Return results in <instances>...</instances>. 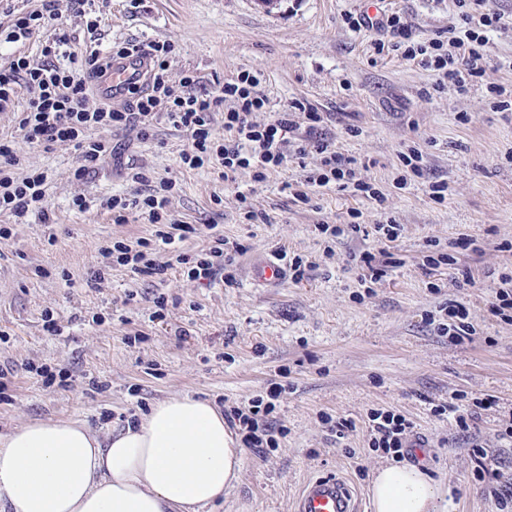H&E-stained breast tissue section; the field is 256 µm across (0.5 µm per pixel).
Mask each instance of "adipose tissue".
Wrapping results in <instances>:
<instances>
[{
  "instance_id": "adipose-tissue-1",
  "label": "adipose tissue",
  "mask_w": 512,
  "mask_h": 512,
  "mask_svg": "<svg viewBox=\"0 0 512 512\" xmlns=\"http://www.w3.org/2000/svg\"><path fill=\"white\" fill-rule=\"evenodd\" d=\"M245 451L211 401L154 403L104 433L39 420L0 433V512H210L238 480ZM450 490L414 464L379 469L373 512H447Z\"/></svg>"
}]
</instances>
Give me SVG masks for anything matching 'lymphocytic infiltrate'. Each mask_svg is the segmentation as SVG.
Listing matches in <instances>:
<instances>
[{"instance_id":"lymphocytic-infiltrate-1","label":"lymphocytic infiltrate","mask_w":512,"mask_h":512,"mask_svg":"<svg viewBox=\"0 0 512 512\" xmlns=\"http://www.w3.org/2000/svg\"><path fill=\"white\" fill-rule=\"evenodd\" d=\"M457 5L461 10V26H449L447 33L424 42L414 40L410 25L399 14L380 20V27L389 32L391 39L375 40V53L380 55L388 49L401 51L406 59L432 71L438 87L467 92L485 77L482 65L486 52L485 29L502 28L506 22L502 13L489 8L488 0H457ZM86 30L89 44L82 52L71 51L70 36L61 30L42 42L40 61H31L24 55L0 70V112L19 109L18 129L29 143L47 148L57 142L72 143L81 161L76 177H83L113 153L109 142L89 138L90 130L132 126L139 128L141 136L146 138L157 113L162 111L187 136V146L181 152V161L187 167L199 168L215 159L223 166L225 177L249 169L254 181L261 182L270 169L281 166L287 159L300 161L314 153L319 155L321 167L318 175L311 177L312 185L352 186L367 199L383 204L382 192L372 184L356 180L352 160L337 152L335 142L317 135L316 130L324 121L320 112L294 102L270 122H257L254 115L266 107L268 99L259 90L255 76L242 72L237 79L225 82L218 93L208 90L195 75L172 79L167 68V58L174 50L171 42L149 43L148 85L143 88L134 83L127 87L126 108L117 109L108 104L90 106V79L100 62L109 56H129L136 45L125 42L105 51L100 47L99 22H91ZM23 90L28 91V98H20ZM219 106L225 109L224 139L220 142L215 141L210 128L211 114ZM302 122L307 125L306 137L290 141V133ZM18 163L14 141L0 137V213L20 217L35 208L40 220L48 221L44 208L46 175L34 172L16 179L11 169ZM135 180L137 190L112 196L106 202L114 223H127L133 214L147 217L150 223L166 224L167 230L161 235L165 241L170 240L172 232H192V225L180 223L167 213L173 182L151 188L141 172L136 173ZM243 250L242 244H231L220 238L205 256L189 261L181 255L177 261L186 264L188 279H209L220 269L225 284L229 285L234 281L235 259ZM281 392V384L274 383L265 397L250 399L227 410L228 421L238 429L246 447L258 451L274 448L279 437L285 435V428L278 426L272 417ZM369 420L371 447L392 459H404L412 433L410 422L393 410L371 411Z\"/></svg>"}]
</instances>
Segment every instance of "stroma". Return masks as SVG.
Returning a JSON list of instances; mask_svg holds the SVG:
<instances>
[{
  "label": "stroma",
  "mask_w": 512,
  "mask_h": 512,
  "mask_svg": "<svg viewBox=\"0 0 512 512\" xmlns=\"http://www.w3.org/2000/svg\"><path fill=\"white\" fill-rule=\"evenodd\" d=\"M99 5L86 0H0V27L10 10L48 7L44 28L66 27L71 47L83 51L86 23ZM359 0H280L264 11L256 0H111L101 22L103 44L167 40L171 76L196 73L220 90L240 72L255 75L267 96L256 119L264 123L301 101L322 112L319 135L356 159L361 179L385 195L383 207L330 185L309 203L295 201L291 184L320 165L316 155L285 162L254 182L251 171L225 178L218 161L191 169L179 154L184 133L158 114L152 134L138 129L96 130L111 140L112 157L82 178L71 146L52 150L17 140L15 177L48 176L49 223L36 214L0 213L12 236L0 244V363L14 375L0 401V432L33 420L71 419L92 430L137 420L158 400L186 395L222 409L283 391L275 416L287 433L278 447L246 449L238 483L214 512H291L309 478L336 474L370 500L377 468L390 465L371 451L367 413L400 411L412 423L415 463L453 485L449 512H498L491 490L512 479V442L500 434L512 422V322L493 315L490 303L501 275L512 276V112L497 111L487 83L512 92V25L488 32L486 79L465 93L437 91L432 72L400 53L375 54L376 32L343 21ZM383 12L406 16L424 41L457 22L454 0H383ZM469 123H461L460 115ZM415 147L425 176L398 188L399 155ZM151 185L173 181L168 210L195 225L194 234L151 254L167 266L164 278L136 277L113 264L106 249L153 239L145 218L117 224L104 201L133 189V173ZM446 180L443 203L428 184ZM250 194L260 220L246 219L240 193ZM89 202L72 207L76 196ZM362 212L359 234L326 244L316 227L345 224ZM395 219V241L379 238L378 222ZM240 242L233 285L223 275L192 281L178 255L196 256L216 238ZM369 251L388 265L372 289L361 288L355 254ZM281 253L310 262L301 281L260 286L252 265ZM448 253L456 262L423 265L426 255ZM164 319L153 316L157 297ZM464 306L473 335L454 342L437 331L444 307ZM53 315L56 332L44 331ZM39 366L67 370L64 383L48 384ZM489 399L477 409L474 399ZM458 400L474 410L468 431L438 419L433 405ZM348 420L336 437L322 415ZM488 450L478 471L473 444Z\"/></svg>",
  "instance_id": "1"
}]
</instances>
